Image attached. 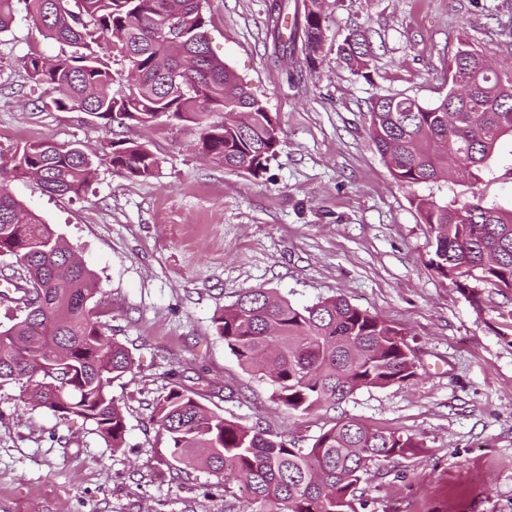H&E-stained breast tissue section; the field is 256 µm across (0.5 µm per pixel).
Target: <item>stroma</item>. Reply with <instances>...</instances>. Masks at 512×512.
Returning a JSON list of instances; mask_svg holds the SVG:
<instances>
[{
  "mask_svg": "<svg viewBox=\"0 0 512 512\" xmlns=\"http://www.w3.org/2000/svg\"><path fill=\"white\" fill-rule=\"evenodd\" d=\"M269 0H206L213 53L276 118L277 157L260 176L198 153L188 123L109 127L50 107L24 62L61 54L18 10L0 34V158L50 140L101 151L143 142L159 158L148 179L101 165L86 191L52 196L27 176L11 193L66 240L94 273L90 305L134 365L111 386L123 411V447L95 427L23 402L24 384H0V512H247L224 478L174 457L154 418L176 385L206 407L311 447L343 417L424 444L371 464L357 512H512V293L489 285L463 295L429 266V229L415 198L464 200L451 179L397 183L369 132L379 94L431 105L448 92L460 39L512 66V0H325L317 69L302 51L273 64ZM371 33L369 77L337 57L350 30ZM512 154L500 151L477 189L512 208ZM306 306L340 296L401 328L416 376L362 389L339 407L299 416L238 364L212 327L249 288Z\"/></svg>",
  "mask_w": 512,
  "mask_h": 512,
  "instance_id": "1",
  "label": "stroma"
}]
</instances>
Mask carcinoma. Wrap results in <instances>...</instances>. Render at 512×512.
I'll list each match as a JSON object with an SVG mask.
<instances>
[{
  "instance_id": "carcinoma-1",
  "label": "carcinoma",
  "mask_w": 512,
  "mask_h": 512,
  "mask_svg": "<svg viewBox=\"0 0 512 512\" xmlns=\"http://www.w3.org/2000/svg\"><path fill=\"white\" fill-rule=\"evenodd\" d=\"M16 0H0V33L15 19ZM293 18L302 29L310 66L323 62L321 0ZM45 40L70 47L24 66L48 87L60 111H79L106 125L157 126L189 122L199 130L198 151L229 170L255 176L266 171L280 147L277 122L206 38L203 0H24ZM288 4L274 0L268 31L288 56L294 37L282 28ZM128 62L125 91L116 96L111 53ZM350 68L369 70V31L351 30L338 47ZM224 114L215 122L211 115ZM370 132L388 159L396 182L413 186L468 171L471 190L462 203L415 199L434 235L429 264L460 291L482 283L512 290V210L485 202L473 191L502 143L512 142V69L492 71L482 53L460 40L448 67V94L433 105L399 94L376 96ZM106 164L129 177L147 179L159 158L144 144L111 141L97 158L78 145L31 144L0 164V250L16 265L0 279L12 285L9 301L24 318L0 329V382L23 381L30 399L54 414L80 417L112 447L125 442V420L112 382L133 361L125 347L105 336L89 307L98 293L91 272L51 225L25 209L6 181L15 170L40 173L41 188L78 195ZM217 336L241 368L273 388L288 412L334 408L363 388L387 387L415 376L402 351L403 330L342 297L297 307L265 288H251L213 319ZM155 419L172 454L224 475L251 505V512H356L358 485L369 463L410 457L423 444L398 431L373 430L347 418L321 433L310 448L275 437L258 425L228 419L203 405L193 391L173 387L155 405Z\"/></svg>"
}]
</instances>
